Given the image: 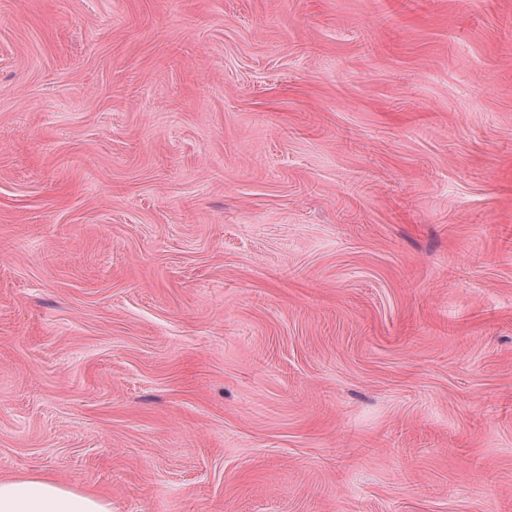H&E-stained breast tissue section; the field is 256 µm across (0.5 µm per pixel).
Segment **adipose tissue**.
<instances>
[{
	"label": "adipose tissue",
	"mask_w": 512,
	"mask_h": 512,
	"mask_svg": "<svg viewBox=\"0 0 512 512\" xmlns=\"http://www.w3.org/2000/svg\"><path fill=\"white\" fill-rule=\"evenodd\" d=\"M0 512H112V504L53 478L30 475L0 480Z\"/></svg>",
	"instance_id": "ef3b65f1"
}]
</instances>
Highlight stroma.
<instances>
[{"instance_id":"35a3bbf8","label":"stroma","mask_w":512,"mask_h":512,"mask_svg":"<svg viewBox=\"0 0 512 512\" xmlns=\"http://www.w3.org/2000/svg\"><path fill=\"white\" fill-rule=\"evenodd\" d=\"M112 512H512V0H0V479Z\"/></svg>"}]
</instances>
